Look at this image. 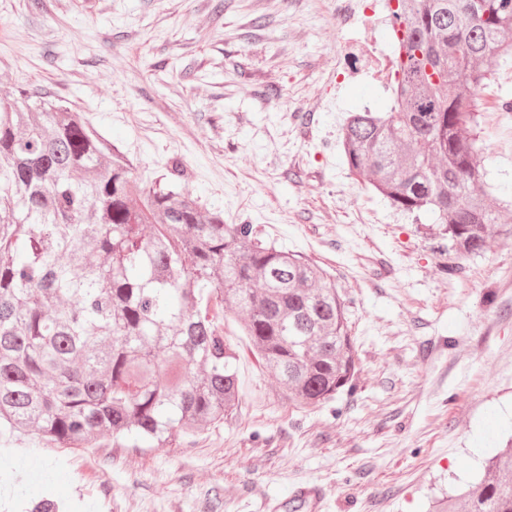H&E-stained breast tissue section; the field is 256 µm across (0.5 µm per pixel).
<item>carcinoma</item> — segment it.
Wrapping results in <instances>:
<instances>
[{
	"label": "carcinoma",
	"instance_id": "1",
	"mask_svg": "<svg viewBox=\"0 0 512 512\" xmlns=\"http://www.w3.org/2000/svg\"><path fill=\"white\" fill-rule=\"evenodd\" d=\"M389 112H351L341 148L389 205L429 216L458 256L501 225L486 189L476 92L512 57V0H396ZM174 157L149 187L60 101L0 100V430L57 448L109 434L163 445L237 408L224 309L298 408L351 386L345 303L320 267L177 190ZM32 512H58L36 489ZM432 512H512V448Z\"/></svg>",
	"mask_w": 512,
	"mask_h": 512
}]
</instances>
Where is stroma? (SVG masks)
Masks as SVG:
<instances>
[{"instance_id": "obj_1", "label": "stroma", "mask_w": 512, "mask_h": 512, "mask_svg": "<svg viewBox=\"0 0 512 512\" xmlns=\"http://www.w3.org/2000/svg\"><path fill=\"white\" fill-rule=\"evenodd\" d=\"M337 0H0V94L24 87L81 115L145 183L174 157L184 190L228 224L326 269L348 305L358 372L314 408L288 404L233 313L240 401L166 446L42 448L0 434V512L45 487L71 512H427L479 482L512 439V235L456 258L341 156L347 112L387 111L388 79H342L341 47L389 27L336 25ZM512 60L477 94L482 164L512 223ZM459 269L447 273L448 264Z\"/></svg>"}]
</instances>
